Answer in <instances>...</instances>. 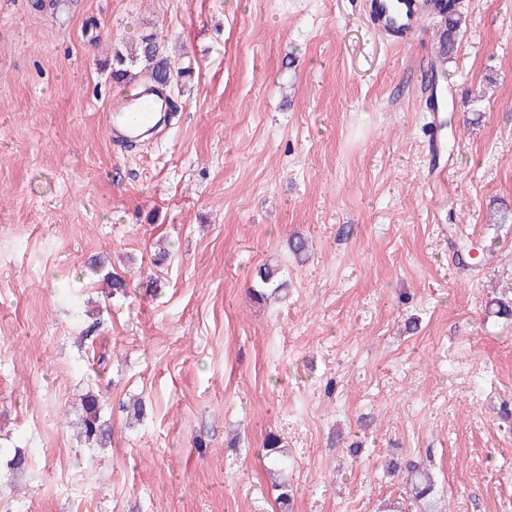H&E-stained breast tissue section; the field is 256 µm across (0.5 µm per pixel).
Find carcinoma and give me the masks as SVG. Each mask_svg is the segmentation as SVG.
Instances as JSON below:
<instances>
[{"instance_id": "cac0c4a2", "label": "carcinoma", "mask_w": 512, "mask_h": 512, "mask_svg": "<svg viewBox=\"0 0 512 512\" xmlns=\"http://www.w3.org/2000/svg\"><path fill=\"white\" fill-rule=\"evenodd\" d=\"M432 14L437 19L439 42L442 55L451 50L463 23L462 0H427ZM186 70L177 66V61L166 51L165 41L155 33L144 34L134 50L123 55L115 52L113 57L112 79L121 83L125 80L146 79L154 85L167 88L184 77ZM260 287L274 295L283 284L276 280V272L269 266H262L257 272ZM101 402L97 394L87 393L82 401V418L79 422L80 434L88 442L104 445L110 438V429L101 419ZM405 482L411 494L419 501L429 497L434 491V479L422 464L409 461L404 466Z\"/></svg>"}]
</instances>
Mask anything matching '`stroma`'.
Masks as SVG:
<instances>
[{"mask_svg":"<svg viewBox=\"0 0 512 512\" xmlns=\"http://www.w3.org/2000/svg\"><path fill=\"white\" fill-rule=\"evenodd\" d=\"M33 2L0 0V512H512V0H463L446 58L368 0ZM154 31L189 75L122 151L112 57ZM101 402L97 394L88 392L82 401V418L79 422L80 434L89 443L105 445L111 430L101 419ZM405 482L411 494L419 501L429 497L434 491V479L422 464L409 461L404 466Z\"/></svg>","mask_w":512,"mask_h":512,"instance_id":"1","label":"stroma"}]
</instances>
